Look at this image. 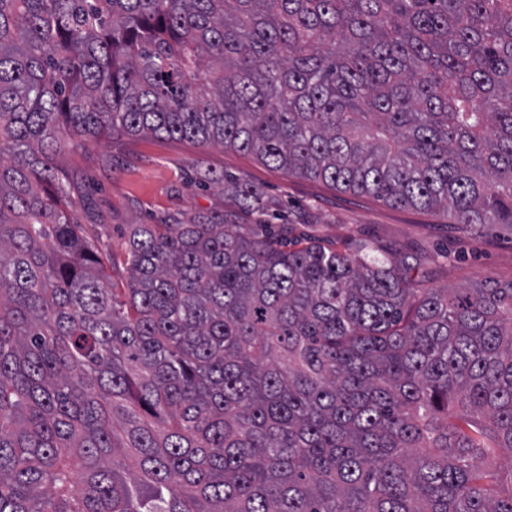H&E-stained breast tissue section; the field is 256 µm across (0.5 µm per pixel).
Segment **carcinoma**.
I'll use <instances>...</instances> for the list:
<instances>
[{"instance_id": "cac0c4a2", "label": "carcinoma", "mask_w": 512, "mask_h": 512, "mask_svg": "<svg viewBox=\"0 0 512 512\" xmlns=\"http://www.w3.org/2000/svg\"><path fill=\"white\" fill-rule=\"evenodd\" d=\"M110 135L512 226V0H0V512H512V282L211 214L118 293L56 164Z\"/></svg>"}]
</instances>
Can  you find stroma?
Segmentation results:
<instances>
[{"mask_svg":"<svg viewBox=\"0 0 512 512\" xmlns=\"http://www.w3.org/2000/svg\"><path fill=\"white\" fill-rule=\"evenodd\" d=\"M72 186V210L82 233L102 253L123 259L132 224H159L222 213L254 225L235 196L217 184L230 174L255 187L272 224L292 239L408 267L426 288H469L512 282V227L465 230L443 213L391 205L265 165L218 145L150 136L115 135L64 149L58 158Z\"/></svg>","mask_w":512,"mask_h":512,"instance_id":"obj_1","label":"stroma"}]
</instances>
